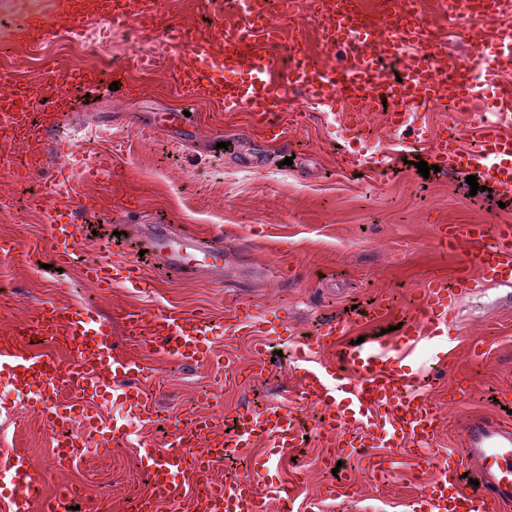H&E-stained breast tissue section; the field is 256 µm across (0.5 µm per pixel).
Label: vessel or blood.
Returning a JSON list of instances; mask_svg holds the SVG:
<instances>
[{"label":"vessel or blood","mask_w":512,"mask_h":512,"mask_svg":"<svg viewBox=\"0 0 512 512\" xmlns=\"http://www.w3.org/2000/svg\"><path fill=\"white\" fill-rule=\"evenodd\" d=\"M242 20L224 29L212 19L209 30L188 28L180 23L161 24L159 0H110L103 17L113 27L132 25L160 29L163 37L178 44L179 50L166 54L162 64L175 87L187 94L223 105L225 111L240 112L245 124L260 131L264 140L277 143L288 134L277 119L289 87L301 88L312 104L321 106L329 122L352 126L367 116L376 103L374 90H382L392 104L387 115L389 129L396 134L412 133L415 140L431 141V161L444 171H470L506 196L512 195V137L497 125L483 123L477 147H460L453 129L431 134L420 119L423 108L441 100L468 103L481 87L482 77L512 70V26L500 25L484 31L493 0H462L466 27L460 39L485 41L483 55L472 66L451 68L449 59L437 57L429 42L428 25L416 0H378L376 8L383 21L370 25L364 48L349 44V34L367 12L361 0H313L321 19L320 43L325 52L349 50L348 59L336 66L304 64L288 76L287 82L274 79L275 61L270 47L279 31L270 22L266 0H240ZM417 45L401 81L390 80L370 64V48L393 54L399 42ZM56 80L66 85L99 89L105 83L95 73H73L53 69ZM347 112H337L338 104ZM73 110L69 94H47L44 83L6 82L0 84V165L17 173L18 153L36 155L45 145L62 117ZM347 167L378 176V168L366 165L363 148L345 145L341 149ZM100 167L85 166L78 176L66 174L39 182L28 198L32 208H47V234L43 248L55 266L72 262L76 246L86 239L78 219L97 213L100 203L85 186L99 181ZM144 258H121L88 262L81 277L101 293L121 286L140 288L147 267L165 277L177 278L205 271L216 279L224 277V237H206L183 232L171 235L157 224L143 225L140 232ZM437 241L448 252L463 245L479 246L477 264L488 283L512 286V226L496 224H442ZM205 262H198V254ZM469 280L458 274L455 280L431 278L413 300V316L399 336L404 345L440 335L448 322L462 289ZM125 344L112 336V326L97 308L50 303L34 316L0 328V370L10 380L9 392L0 394V406L10 393L25 394L40 421L54 428L56 463L69 468L79 445L109 447L112 438L124 436V427H100L94 415H77L74 405L62 397L68 390L93 397L111 393L134 418L151 420L155 404L146 394L155 383L153 372L127 345L142 346L148 352L172 358L186 365L215 364L219 358L215 341L257 329L260 335L285 338L293 329L287 317L271 313L256 319L249 305L241 303L214 320L203 311L187 312L171 306L154 312L125 309L121 312ZM45 336L61 343L65 357L39 351L34 337ZM301 364L300 399L321 407L324 415L320 438L327 448L350 451L356 448H396L415 445V467L439 468L442 478L420 493V512H497L500 504L512 501V429L480 418L466 431L464 448L436 456L427 447L439 433L438 402L427 390L415 386L404 369L396 349L382 344L348 347L338 361L314 360L307 347H299ZM82 420L83 435L67 432L74 420ZM292 415L282 407L239 410L232 432L220 430L207 413L190 410L173 422L171 442L143 443L138 448L141 469L149 481L148 495L139 497L134 512H156L159 502L173 499L181 481L194 477L195 486L189 512H267L255 477L217 481L210 477L212 464L231 452L249 448L260 441L274 448H297L301 441L293 429ZM477 466L478 484L465 474ZM43 477L26 453L10 449L0 453V512H62L64 505L88 498L84 486L67 485L62 491L37 501L23 494L24 488L40 485Z\"/></svg>","instance_id":"vessel-or-blood-1"}]
</instances>
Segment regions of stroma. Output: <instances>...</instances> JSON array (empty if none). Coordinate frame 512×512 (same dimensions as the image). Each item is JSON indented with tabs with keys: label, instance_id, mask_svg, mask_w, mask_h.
I'll return each mask as SVG.
<instances>
[{
	"label": "stroma",
	"instance_id": "35a3bbf8",
	"mask_svg": "<svg viewBox=\"0 0 512 512\" xmlns=\"http://www.w3.org/2000/svg\"><path fill=\"white\" fill-rule=\"evenodd\" d=\"M419 2L436 53L468 65L471 46L457 36L460 19L445 14L438 0ZM63 10V0H0V75L27 81L47 54L69 70L108 74L120 69L122 91L79 96L75 114L64 120L60 134L50 137L41 154L44 172H54L64 159L75 175L81 162L95 161L112 178L88 185V193L105 203L86 219L97 233L76 266L56 273L49 270L51 258L40 246L46 214L26 204L33 181L0 174V238L15 239L25 248L22 256L0 261V327L34 315L47 302L96 306L112 320L116 334L121 326L115 313L125 307L153 312L173 304L220 318L244 302L260 317L287 314L295 334L280 341L246 334L218 340L217 353L228 356L238 370L232 383L225 382L223 367H187L143 353L159 381L147 391L157 414L154 420L130 425L129 437L115 442L107 455L82 448L75 465L58 470L52 433L21 395L0 410V448L27 453L43 475L46 493L79 483L111 499L112 512H126L130 498L149 491L138 464L139 443L162 442L177 413L199 407L221 426L244 405L284 406L297 416L306 435L304 446L286 447L276 455L263 442L239 449L213 465V479L239 476L248 466L263 469L259 489L269 512H279L276 487L294 471L302 476L293 492L295 512H417L420 488L437 478V470L413 471L408 453L387 448L328 457L317 437L320 411L299 401L300 372L289 355L296 345L312 343L332 321L347 327L340 340L344 347L406 323L414 294L434 275L452 279L463 267L477 271V246L443 251L436 244L438 225H512V198L502 204L488 192L471 193L462 172L422 177L413 162L428 160L429 147L392 134L381 106L365 129L371 153L382 160V174L375 178L358 177L344 167L333 134L295 89L289 90L284 111L303 113L305 119L291 129L287 145L248 138L241 119L226 113L223 105L189 97L168 84L159 59L169 46L159 32L138 30L129 36L98 20L94 47L80 48L66 33ZM39 12L56 21L49 37L24 25ZM183 111L196 114L194 132L162 135L172 113ZM422 118L436 131L456 129L465 148L477 145L484 118L512 136V72L492 76L461 111L443 104L424 109ZM222 142L228 150H219ZM243 155L255 161V168L241 167ZM288 157L293 160L289 166L284 163ZM128 194L140 202L132 213L122 205ZM118 224H166L176 233L188 227L223 231L231 250L223 285L204 276L163 282L150 273L137 292L116 288L111 296L100 297L82 282L79 266L114 258L110 234ZM380 298L392 302L393 315L369 319L368 309ZM480 341L487 353L476 360L471 352ZM403 354L408 371L430 381L434 394L446 393L462 375L471 382L465 399L442 402V432L433 450H461L468 424L478 417L512 425V287L478 282L464 289L444 333L405 347ZM203 389L210 399L201 404L197 394ZM373 459L384 461L388 479L373 477ZM337 467L352 482L350 494L338 498L331 493Z\"/></svg>",
	"mask_w": 512,
	"mask_h": 512
}]
</instances>
